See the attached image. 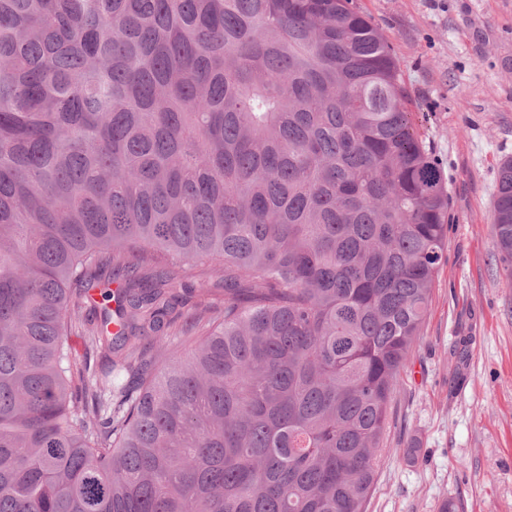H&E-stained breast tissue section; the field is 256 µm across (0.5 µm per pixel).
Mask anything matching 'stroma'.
Wrapping results in <instances>:
<instances>
[{
  "label": "stroma",
  "mask_w": 512,
  "mask_h": 512,
  "mask_svg": "<svg viewBox=\"0 0 512 512\" xmlns=\"http://www.w3.org/2000/svg\"><path fill=\"white\" fill-rule=\"evenodd\" d=\"M391 47L447 179V259L365 512H512V286L493 224L512 159V0H353Z\"/></svg>",
  "instance_id": "stroma-1"
}]
</instances>
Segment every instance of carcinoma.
<instances>
[{
    "label": "carcinoma",
    "instance_id": "carcinoma-1",
    "mask_svg": "<svg viewBox=\"0 0 512 512\" xmlns=\"http://www.w3.org/2000/svg\"><path fill=\"white\" fill-rule=\"evenodd\" d=\"M447 207L352 0H0V512H364Z\"/></svg>",
    "mask_w": 512,
    "mask_h": 512
}]
</instances>
